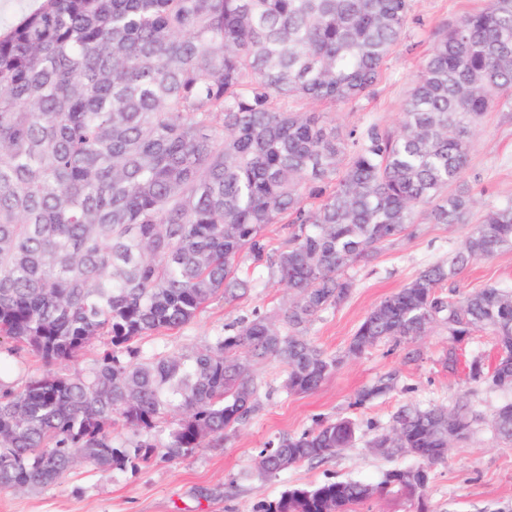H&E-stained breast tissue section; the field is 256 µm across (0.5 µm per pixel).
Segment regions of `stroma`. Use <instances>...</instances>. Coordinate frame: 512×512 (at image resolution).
<instances>
[{"label":"stroma","mask_w":512,"mask_h":512,"mask_svg":"<svg viewBox=\"0 0 512 512\" xmlns=\"http://www.w3.org/2000/svg\"><path fill=\"white\" fill-rule=\"evenodd\" d=\"M482 5L483 0H411L405 35L371 93L331 108L337 125L347 130H397L410 84L439 33ZM457 186L474 199L466 223L419 219L412 235L384 247L371 262L351 268L355 288L343 304L313 322L307 332L312 343L326 353H342L375 304L427 268L447 261L449 253L464 243L471 225L491 207L512 199V108L485 114L470 138L467 165ZM454 284L461 294L488 285L512 289V247L471 262ZM291 296L288 288L267 280L239 299L216 298L182 329L144 339L142 353L179 352L203 344L240 316L254 311L273 315ZM414 348L419 356L411 362L402 346L367 349L346 360L318 390L298 395L283 389L282 363L257 361L253 372L262 384L261 406L223 446L207 445L181 460H159L135 472L80 462L46 488L0 490V512H253L259 501L277 498L293 486L350 480L379 483L388 469L409 467L416 460L409 455L390 459L368 447L369 424L389 427L392 415L407 404L451 407L467 399L488 418L503 401L499 395H473L468 379L474 356H481L486 367L495 365L498 349L491 336L482 333L455 345L438 324ZM451 348L457 362L449 369L443 359ZM389 372L399 375L396 390L353 407L358 391ZM325 417L356 420L355 446L322 463L305 462L273 477L258 474L255 459L269 441L301 433ZM425 504L428 512H512V445L497 442L486 426H479L465 445L449 450L446 463L433 468Z\"/></svg>","instance_id":"1"}]
</instances>
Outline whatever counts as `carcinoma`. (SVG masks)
I'll list each match as a JSON object with an SVG mask.
<instances>
[{"label":"carcinoma","instance_id":"1","mask_svg":"<svg viewBox=\"0 0 512 512\" xmlns=\"http://www.w3.org/2000/svg\"><path fill=\"white\" fill-rule=\"evenodd\" d=\"M410 19V0H42L0 33V372L22 351L66 362L98 337L86 370L0 383V488L36 491L81 459L125 472L221 445L259 408L257 359L285 365L289 394L322 385L344 359L409 345L434 324L455 343L494 336L495 366L468 377L512 394V290L440 293L471 261L512 247V200L492 207L448 261L380 300L344 354L305 333L355 287L349 268L404 236L417 214L464 222L450 193L484 115L512 101V0H487L443 30L395 132L336 126L307 104L361 99ZM288 225L267 250L264 232ZM256 276L238 277L243 263ZM292 292L280 325L253 313L201 347L141 356L137 342L188 325L216 295L264 279ZM397 373L363 388L364 406ZM482 414L405 405L370 444L416 452L370 485L288 489L254 512H356L376 494L424 496L448 448ZM349 417L283 434L259 453L272 477L354 446ZM489 431L512 441V401Z\"/></svg>","mask_w":512,"mask_h":512}]
</instances>
